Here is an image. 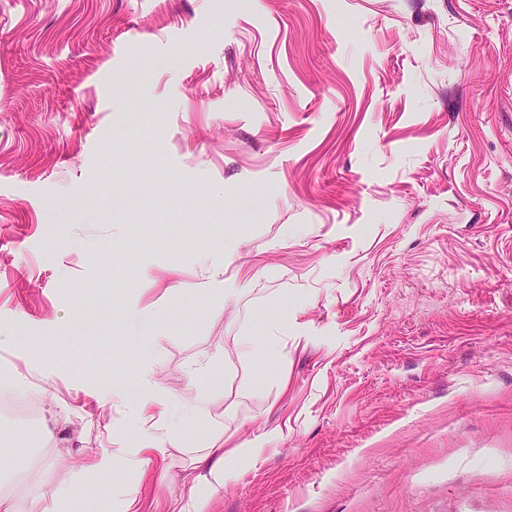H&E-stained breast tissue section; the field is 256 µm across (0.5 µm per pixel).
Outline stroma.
Returning a JSON list of instances; mask_svg holds the SVG:
<instances>
[{
	"mask_svg": "<svg viewBox=\"0 0 512 512\" xmlns=\"http://www.w3.org/2000/svg\"><path fill=\"white\" fill-rule=\"evenodd\" d=\"M0 328V495L195 512L219 432L212 512H512V0H0ZM147 362L208 419L82 476ZM164 429L163 435L157 437L155 445L145 443L139 448H125L123 450V464L126 467L136 468L143 473L148 470L151 472L152 462L165 458L167 453L166 445L171 443V445L175 446L180 439L173 426L166 425Z\"/></svg>",
	"mask_w": 512,
	"mask_h": 512,
	"instance_id": "35a3bbf8",
	"label": "stroma"
}]
</instances>
